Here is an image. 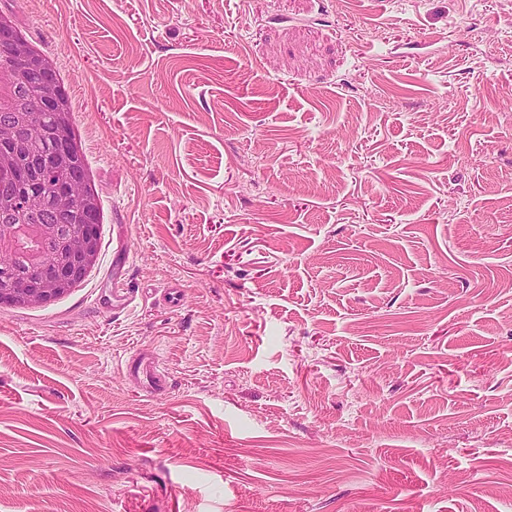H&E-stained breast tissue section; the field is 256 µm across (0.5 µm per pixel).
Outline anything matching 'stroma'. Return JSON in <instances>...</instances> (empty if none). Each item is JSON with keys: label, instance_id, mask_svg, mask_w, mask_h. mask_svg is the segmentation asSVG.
Masks as SVG:
<instances>
[{"label": "stroma", "instance_id": "obj_1", "mask_svg": "<svg viewBox=\"0 0 512 512\" xmlns=\"http://www.w3.org/2000/svg\"><path fill=\"white\" fill-rule=\"evenodd\" d=\"M0 15L102 213L0 306V512H512V0ZM67 99L63 97H56L54 100L55 103V109L53 113V121H54V134L57 136V138L62 141L63 148H65L64 140L68 138L69 132H70V111L67 107ZM70 139L71 144L69 146V149L72 151V156L74 157L76 166L79 168L80 171L83 172V165L82 162L78 156V148L74 142V136L71 135L70 132ZM84 173V172H83ZM124 373L130 377L145 380L151 393L163 394L168 387L167 377L163 368L154 360L132 358L124 362L121 367Z\"/></svg>", "mask_w": 512, "mask_h": 512}]
</instances>
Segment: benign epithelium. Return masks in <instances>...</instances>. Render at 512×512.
<instances>
[{
    "instance_id": "1",
    "label": "benign epithelium",
    "mask_w": 512,
    "mask_h": 512,
    "mask_svg": "<svg viewBox=\"0 0 512 512\" xmlns=\"http://www.w3.org/2000/svg\"><path fill=\"white\" fill-rule=\"evenodd\" d=\"M0 49L18 63L16 77L25 81L32 70L51 71V64L32 56L27 43L13 35L11 22L0 16ZM53 112L54 134L65 140L70 132L67 99L56 97ZM49 136L43 108L26 113L23 128L0 123V172L12 169L23 158H32V146L44 143ZM37 180L51 187V204L68 218L81 224H16L12 231L0 234V256L13 258L22 243H33L27 250V273L11 279L0 278V305L36 306L67 294L94 265L97 259V235L90 223L96 211L94 194L84 179L64 171L46 160L33 167ZM44 202L41 194L0 191V203L35 211Z\"/></svg>"
}]
</instances>
